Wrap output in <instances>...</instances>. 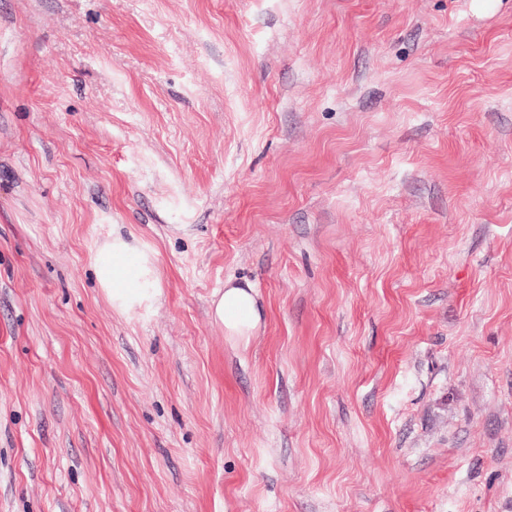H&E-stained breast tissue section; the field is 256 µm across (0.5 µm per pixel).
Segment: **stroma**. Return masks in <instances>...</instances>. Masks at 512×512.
<instances>
[{
  "instance_id": "obj_1",
  "label": "stroma",
  "mask_w": 512,
  "mask_h": 512,
  "mask_svg": "<svg viewBox=\"0 0 512 512\" xmlns=\"http://www.w3.org/2000/svg\"><path fill=\"white\" fill-rule=\"evenodd\" d=\"M0 512H512V0H0ZM92 263L96 284L116 313H148L160 303L163 288L157 253L134 236L112 233L96 247ZM211 316L216 324L224 327V334L235 342L249 343L259 328L262 314L255 292L248 283L224 284V292L218 293L211 304Z\"/></svg>"
}]
</instances>
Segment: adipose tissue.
I'll return each instance as SVG.
<instances>
[{
    "label": "adipose tissue",
    "instance_id": "ef3b65f1",
    "mask_svg": "<svg viewBox=\"0 0 512 512\" xmlns=\"http://www.w3.org/2000/svg\"><path fill=\"white\" fill-rule=\"evenodd\" d=\"M92 263L96 284L116 313H147L160 303L163 288L157 253L136 238L113 234L96 247ZM211 316L229 339L244 344L262 320L252 286L229 282L214 298Z\"/></svg>",
    "mask_w": 512,
    "mask_h": 512
}]
</instances>
